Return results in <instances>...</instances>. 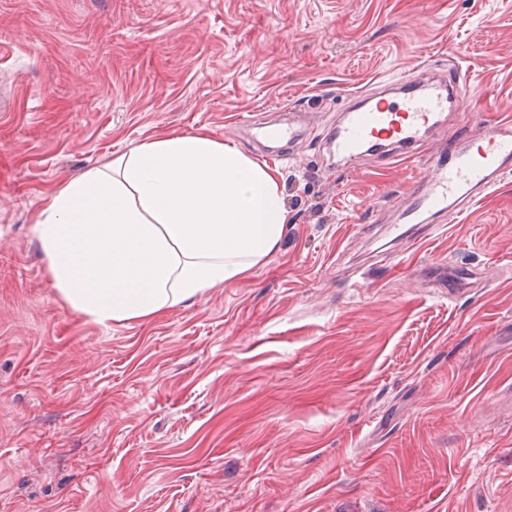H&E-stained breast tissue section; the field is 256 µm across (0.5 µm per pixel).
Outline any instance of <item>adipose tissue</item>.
<instances>
[{
  "instance_id": "obj_1",
  "label": "adipose tissue",
  "mask_w": 512,
  "mask_h": 512,
  "mask_svg": "<svg viewBox=\"0 0 512 512\" xmlns=\"http://www.w3.org/2000/svg\"><path fill=\"white\" fill-rule=\"evenodd\" d=\"M287 222L277 171L199 130L89 168L45 199L33 231L60 299L108 325L236 282L279 250Z\"/></svg>"
}]
</instances>
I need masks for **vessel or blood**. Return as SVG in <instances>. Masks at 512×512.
<instances>
[{
  "label": "vessel or blood",
  "mask_w": 512,
  "mask_h": 512,
  "mask_svg": "<svg viewBox=\"0 0 512 512\" xmlns=\"http://www.w3.org/2000/svg\"><path fill=\"white\" fill-rule=\"evenodd\" d=\"M468 86V76L463 72L443 88L423 74L410 81L408 92L399 99L388 98L383 90L377 92L373 105L348 111L333 141L334 155L349 161L367 145L386 142L392 146L390 157L394 163H405L422 131L433 127L436 114L446 111L449 99L461 95ZM509 168L512 116L502 114L479 141L452 154L446 165L427 164L404 216L414 219L424 211L434 215L466 211Z\"/></svg>",
  "instance_id": "b4317fda"
}]
</instances>
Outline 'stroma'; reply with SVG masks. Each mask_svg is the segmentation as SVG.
Returning a JSON list of instances; mask_svg holds the SVG:
<instances>
[{"instance_id": "stroma-1", "label": "stroma", "mask_w": 512, "mask_h": 512, "mask_svg": "<svg viewBox=\"0 0 512 512\" xmlns=\"http://www.w3.org/2000/svg\"><path fill=\"white\" fill-rule=\"evenodd\" d=\"M459 67L417 161L333 157L355 93ZM501 112L512 0H0V512H512V170L401 220L419 158ZM250 114L299 133L269 153ZM200 129L278 171L279 250L86 321L32 234L45 198Z\"/></svg>"}]
</instances>
